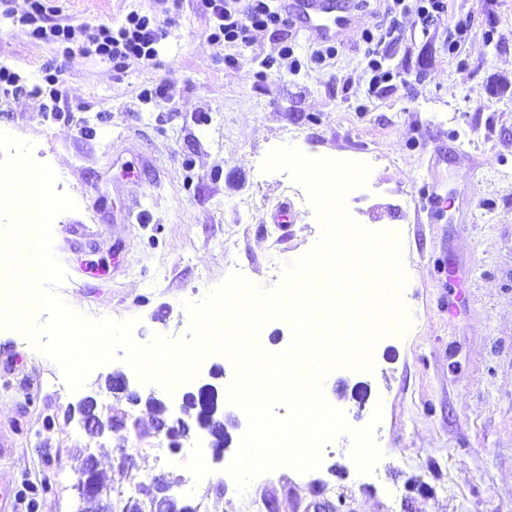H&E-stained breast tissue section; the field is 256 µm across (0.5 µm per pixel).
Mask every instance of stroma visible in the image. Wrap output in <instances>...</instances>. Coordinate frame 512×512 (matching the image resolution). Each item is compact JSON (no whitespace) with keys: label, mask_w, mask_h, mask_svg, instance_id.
Returning a JSON list of instances; mask_svg holds the SVG:
<instances>
[{"label":"stroma","mask_w":512,"mask_h":512,"mask_svg":"<svg viewBox=\"0 0 512 512\" xmlns=\"http://www.w3.org/2000/svg\"><path fill=\"white\" fill-rule=\"evenodd\" d=\"M351 2L352 28L322 66L308 60L316 41L295 25L226 46L210 40L195 0H182L154 65L132 58L117 71L84 43L63 53L31 36L18 21L28 0H13V15L0 13V65L28 91L0 93V132L32 142L33 160L50 165L74 201L57 223L87 227L79 239L53 237L65 271L59 296L86 318L132 322L141 346L186 336L189 305L231 276L281 292L287 265L315 248L316 207L300 205L288 171L262 168L273 149L368 164L366 185L342 204L364 231L399 235L409 324L375 342L370 368L332 367L322 391L350 426H373L382 456L359 472L341 435L325 443L318 468L279 466L243 492L226 478L209 512H512V0H446L430 28L410 13L391 20L388 0ZM52 5L61 23L94 28L155 11V0ZM460 19L471 31L452 54L448 28ZM391 23L397 33L381 60L393 78L373 87L361 34ZM287 41L291 59L279 55ZM48 68L66 106L55 120ZM156 84L163 95L145 98ZM435 191L451 207L423 208L420 197ZM283 203L295 221L272 225ZM25 336L0 328V469L37 488L38 512H91L74 487L79 448L128 490L152 476L151 395L176 406L215 386L231 447L215 458L197 434L190 444L205 458L179 455L168 470L213 476L232 463L248 420L228 398L237 369L226 355L169 393L130 370L120 347L81 388L59 391L44 384L57 363L31 354ZM117 369L143 399L128 408L137 429L90 441L66 411L91 396L110 416Z\"/></svg>","instance_id":"1"}]
</instances>
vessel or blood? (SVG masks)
Returning <instances> with one entry per match:
<instances>
[{
    "mask_svg": "<svg viewBox=\"0 0 512 512\" xmlns=\"http://www.w3.org/2000/svg\"><path fill=\"white\" fill-rule=\"evenodd\" d=\"M288 9L299 28L321 42L338 41L352 24L348 0H290Z\"/></svg>",
    "mask_w": 512,
    "mask_h": 512,
    "instance_id": "vessel-or-blood-1",
    "label": "vessel or blood"
}]
</instances>
